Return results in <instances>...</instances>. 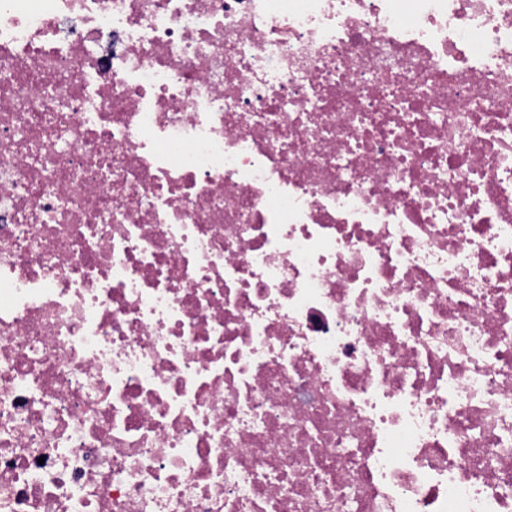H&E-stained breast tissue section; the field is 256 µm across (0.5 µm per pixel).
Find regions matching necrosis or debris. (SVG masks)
Instances as JSON below:
<instances>
[{"label":"necrosis or debris","instance_id":"necrosis-or-debris-1","mask_svg":"<svg viewBox=\"0 0 512 512\" xmlns=\"http://www.w3.org/2000/svg\"><path fill=\"white\" fill-rule=\"evenodd\" d=\"M0 512H512V0H0Z\"/></svg>","mask_w":512,"mask_h":512}]
</instances>
